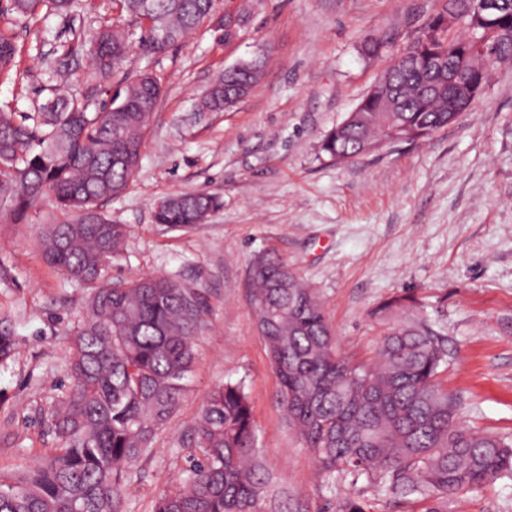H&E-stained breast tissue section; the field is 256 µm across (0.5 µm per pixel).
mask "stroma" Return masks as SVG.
Returning a JSON list of instances; mask_svg holds the SVG:
<instances>
[{
  "label": "stroma",
  "mask_w": 512,
  "mask_h": 512,
  "mask_svg": "<svg viewBox=\"0 0 512 512\" xmlns=\"http://www.w3.org/2000/svg\"><path fill=\"white\" fill-rule=\"evenodd\" d=\"M217 0L244 13L234 38L211 25L165 53L131 51L165 87L126 191L103 206L126 225L111 280L173 275L201 288L209 312L196 360L171 423L131 469L126 512H152L159 495L186 477L198 449L192 427L215 385L242 383L252 405L259 455L308 512H332L359 495L374 512L393 506L361 481L320 486L318 466L275 402L271 368L247 298L255 257L273 249L324 303L341 352L376 354L386 325L374 310L396 295L417 299L448 339L444 387L460 422L512 438V64L492 65L485 96L425 141L389 145L336 164L319 151L375 84L439 0ZM113 0H75L71 12L28 21L0 0V27L22 48L17 76L0 78V107L30 113L51 96L68 61L72 88L94 107L114 80L95 78L78 39L115 17ZM380 42L377 53L365 41ZM255 59L263 75L221 112L197 104L225 70ZM205 191L221 208L188 230L156 223L158 201ZM42 203L21 222L0 211V310L13 320L17 350L0 363V475L37 464L58 442L45 410L69 383L70 335L87 291L48 267L36 244L52 213ZM450 512H512V479L463 492Z\"/></svg>",
  "instance_id": "stroma-1"
}]
</instances>
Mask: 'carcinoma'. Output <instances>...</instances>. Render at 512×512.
<instances>
[{
    "label": "carcinoma",
    "instance_id": "carcinoma-1",
    "mask_svg": "<svg viewBox=\"0 0 512 512\" xmlns=\"http://www.w3.org/2000/svg\"><path fill=\"white\" fill-rule=\"evenodd\" d=\"M21 18L46 7L67 13L73 0H11ZM123 23H103L88 44L99 75L122 72L109 105L97 111L60 90L20 116L0 109V203L21 217L45 200L57 215L39 226L41 255L52 268L88 290V314L73 329L70 383L47 408L58 446L13 477L0 476V512H125L129 468L152 450L169 425L191 375L195 339L206 313L201 289L175 276L105 280L124 250L127 228L100 210L135 179L145 137L163 92L148 69L127 72L132 36L158 54L215 19V0H115ZM487 40L468 29L452 34L441 10L386 71L381 97L391 112H358L329 130L320 150L340 163L391 143L431 138L456 120L448 111V76L476 82L475 57L512 60V0ZM21 51L0 30V77L17 68ZM261 65L228 70L202 97L198 111L222 112L249 92ZM221 207L206 192L161 200L155 220L173 228L204 223ZM248 301L270 364L275 395L295 436L315 454L321 487L360 479L421 512H448L459 492L512 477V439L465 428L457 403L439 381L448 363L446 339L411 296L397 295L376 314L387 324L378 360L353 364L337 349L322 304L278 254L258 256L249 270ZM16 339L0 316V362ZM199 455L187 476L160 495L154 512H262L274 494L256 452L249 396L240 383L213 387L195 419ZM336 512H373L360 496L343 498Z\"/></svg>",
    "mask_w": 512,
    "mask_h": 512
}]
</instances>
